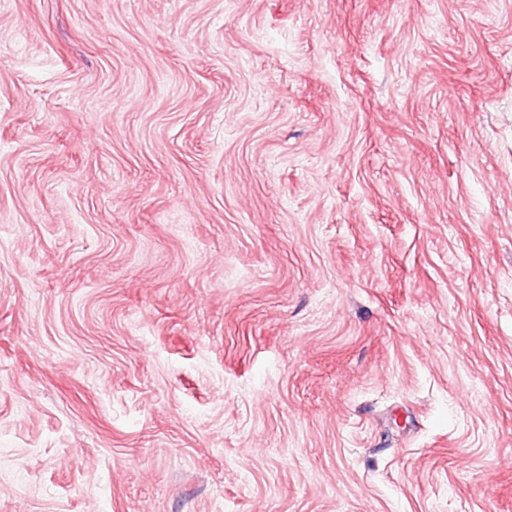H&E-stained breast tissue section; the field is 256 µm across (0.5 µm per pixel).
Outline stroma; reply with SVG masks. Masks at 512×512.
Here are the masks:
<instances>
[{
    "instance_id": "stroma-1",
    "label": "stroma",
    "mask_w": 512,
    "mask_h": 512,
    "mask_svg": "<svg viewBox=\"0 0 512 512\" xmlns=\"http://www.w3.org/2000/svg\"><path fill=\"white\" fill-rule=\"evenodd\" d=\"M0 512H512V0H0Z\"/></svg>"
}]
</instances>
